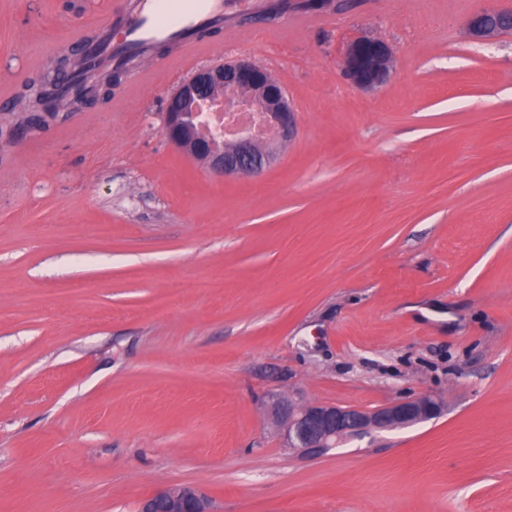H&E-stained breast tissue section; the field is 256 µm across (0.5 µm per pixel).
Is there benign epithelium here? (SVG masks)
Instances as JSON below:
<instances>
[{
  "label": "benign epithelium",
  "instance_id": "benign-epithelium-1",
  "mask_svg": "<svg viewBox=\"0 0 512 512\" xmlns=\"http://www.w3.org/2000/svg\"><path fill=\"white\" fill-rule=\"evenodd\" d=\"M297 12L334 13L336 0H288V13ZM489 14V10H480L467 18L466 27L474 39L487 40L504 34L485 24ZM80 53L82 46L79 44L61 48L46 65L28 97L15 103V111L38 115L48 124L62 122L69 114L107 97L112 88L127 77L126 71L121 69L103 71L84 90L61 102L60 82L70 75L75 57ZM340 55L345 77L359 89L372 90L384 85L394 66L391 46L379 38L353 36L343 43ZM241 100L259 105L276 131L275 141L293 139L298 116L285 89L271 79L266 68L248 59L198 68L168 100L164 136L214 174L224 177L257 175L270 164V154L260 150V141L243 133L236 138L232 149L226 151L211 143L212 135L201 138L191 123L190 113L197 111L204 102L226 108ZM442 411L441 400L432 394L372 410L288 399L274 405L273 419L284 431L293 453L308 459L324 456L347 435L411 427L437 417ZM139 512H212V502L196 486L174 485L144 498Z\"/></svg>",
  "mask_w": 512,
  "mask_h": 512
}]
</instances>
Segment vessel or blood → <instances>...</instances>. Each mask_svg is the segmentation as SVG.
<instances>
[{
	"label": "vessel or blood",
	"mask_w": 512,
	"mask_h": 512,
	"mask_svg": "<svg viewBox=\"0 0 512 512\" xmlns=\"http://www.w3.org/2000/svg\"><path fill=\"white\" fill-rule=\"evenodd\" d=\"M272 0H119L111 21H91L94 38H85L83 30H76V38L86 39L90 49L88 63L80 69L87 77L108 65L130 64L135 85L152 83L156 75L152 67L151 47L164 42L173 53L167 66L176 67L193 56L216 55L214 46L198 38L199 30L209 27L223 28L226 41H233L240 33L239 18L250 12L262 14L272 10ZM336 16L332 13H301L290 28L281 29V36L313 26H332ZM122 29L120 40H112L110 26Z\"/></svg>",
	"instance_id": "vessel-or-blood-1"
}]
</instances>
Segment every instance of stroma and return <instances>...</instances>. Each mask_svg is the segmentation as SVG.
<instances>
[{"label":"stroma","instance_id":"obj_1","mask_svg":"<svg viewBox=\"0 0 512 512\" xmlns=\"http://www.w3.org/2000/svg\"><path fill=\"white\" fill-rule=\"evenodd\" d=\"M114 0H0V113ZM512 0H359L266 67L296 136L224 179L169 144L201 58L0 148V512H137L178 484L215 512H512ZM395 68L364 91L352 36ZM440 417L294 456L271 395ZM500 10H480L472 13L466 20V27L469 34L476 40H487L492 37L510 33L509 31L491 28L485 24V17ZM343 73L359 89H376L386 83L394 66L391 46L379 38L356 35L341 48Z\"/></svg>","mask_w":512,"mask_h":512}]
</instances>
